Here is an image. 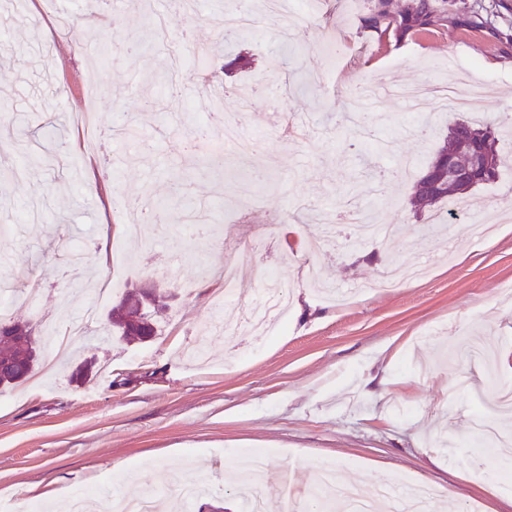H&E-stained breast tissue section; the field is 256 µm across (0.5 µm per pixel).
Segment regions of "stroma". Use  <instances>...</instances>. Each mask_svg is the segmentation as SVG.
<instances>
[{
    "mask_svg": "<svg viewBox=\"0 0 512 512\" xmlns=\"http://www.w3.org/2000/svg\"><path fill=\"white\" fill-rule=\"evenodd\" d=\"M240 2L0 0V295L10 316L69 344L44 380L0 392V505L31 512L64 487L103 512L105 493L190 478L210 486L191 512H240L229 476L259 452L272 512H310L325 466L365 493L383 479L428 484L437 512H512V456L494 466L470 445L475 395L512 385V223L496 221L512 209V0H438L445 22L401 40L365 26L375 0H288L281 16L251 0V33L224 40ZM148 11L164 35L129 53ZM197 48L215 92L159 80L175 56L196 71ZM379 80L482 94L467 112L426 113L424 133L399 98L375 96L373 126L356 130L347 100ZM215 108L246 114L240 134L262 156L242 158L216 129L224 171L200 164L193 130ZM123 118L139 135L102 165L97 138ZM460 119L495 129L498 179L456 212L415 208L416 181ZM351 202L399 238L359 243L350 225L312 217ZM436 212L444 229L423 239ZM481 222L492 237L470 234ZM310 237L327 241L320 270L343 305L301 275ZM228 261L238 290L219 313ZM396 265L427 272L374 286ZM108 272L121 287L85 323ZM269 281L288 295V324L258 337L248 318ZM141 283L168 296L158 336L96 345L113 301ZM91 356L108 370L72 383Z\"/></svg>",
    "mask_w": 512,
    "mask_h": 512,
    "instance_id": "obj_1",
    "label": "stroma"
}]
</instances>
